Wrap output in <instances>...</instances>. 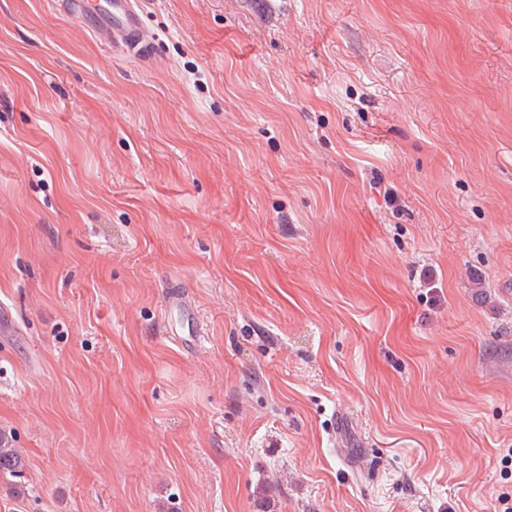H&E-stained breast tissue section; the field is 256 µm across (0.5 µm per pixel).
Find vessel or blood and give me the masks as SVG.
<instances>
[{
  "instance_id": "vessel-or-blood-1",
  "label": "vessel or blood",
  "mask_w": 512,
  "mask_h": 512,
  "mask_svg": "<svg viewBox=\"0 0 512 512\" xmlns=\"http://www.w3.org/2000/svg\"><path fill=\"white\" fill-rule=\"evenodd\" d=\"M93 34L98 41H121L143 54L158 50L153 33L141 21L137 0H99Z\"/></svg>"
}]
</instances>
